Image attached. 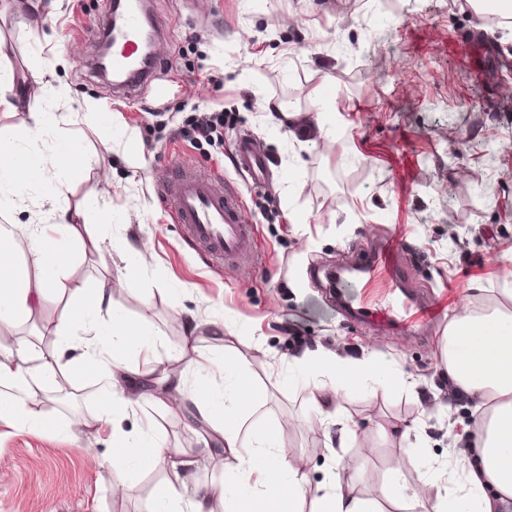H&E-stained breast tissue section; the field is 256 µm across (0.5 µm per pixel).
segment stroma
Segmentation results:
<instances>
[{
  "label": "stroma",
  "instance_id": "obj_1",
  "mask_svg": "<svg viewBox=\"0 0 512 512\" xmlns=\"http://www.w3.org/2000/svg\"><path fill=\"white\" fill-rule=\"evenodd\" d=\"M160 62L133 92L115 89L95 65V29L109 0H0V37L20 73L36 68L60 92L57 134L101 157L71 183L70 206L103 189L112 196V223L89 225L108 235L102 251L77 253L33 318L12 326L19 339L54 349L48 331L72 288L111 293L116 310L158 333L162 368L222 385L220 366L205 372L172 360L185 341L206 354L243 355L264 392L246 423L253 430L280 423L312 484L336 474L330 447L338 428L312 417L304 375L293 360L329 351L339 359L373 355L405 384L387 395L347 385L334 399L358 439L341 449L359 467L369 497L383 499L388 471L404 462L408 484L455 456V439L482 414L476 398L449 399L443 345L456 309L512 305L501 262L512 245V84L488 83L473 31L485 33L502 54L512 53V30L490 26L461 0H148ZM335 70L336 111L346 129L336 138L318 132L309 95L316 69ZM167 86L157 99L158 86ZM94 100L111 112L121 133L105 138L81 115ZM298 113V144H289L263 108L264 101ZM224 107V144L189 142L181 135L195 112ZM250 136L268 159L263 187L235 161L233 146ZM359 157L343 158L350 146ZM146 163L137 166L135 156ZM185 163L222 176L248 214L256 263L215 265L198 254L159 195L162 182ZM409 288L438 299L443 314L425 335L402 323L381 327L364 312L338 307L326 275L368 256L393 234ZM147 247L152 268L119 287L133 265L132 248ZM480 291H470L471 280ZM222 322L213 336L208 324ZM102 384L65 352L39 411L63 423L81 417L79 435L17 431L0 426V512H153L156 489L173 461H198L188 488L220 483L222 468L208 450L209 435L187 411L160 412L150 403L123 415L118 428L137 433L160 426L170 453L148 473L113 484L89 465L90 454L112 451L98 421ZM408 436H401V428ZM373 448L362 459L363 448Z\"/></svg>",
  "mask_w": 512,
  "mask_h": 512
}]
</instances>
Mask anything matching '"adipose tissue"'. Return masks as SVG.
I'll use <instances>...</instances> for the list:
<instances>
[{
  "label": "adipose tissue",
  "mask_w": 512,
  "mask_h": 512,
  "mask_svg": "<svg viewBox=\"0 0 512 512\" xmlns=\"http://www.w3.org/2000/svg\"><path fill=\"white\" fill-rule=\"evenodd\" d=\"M32 109V126L23 140L0 136V213L16 209L30 191H39L53 217L49 224L15 225L0 229V323L28 321L60 287L61 274L75 252L102 250L96 237L83 241L82 224H98L106 216L98 199L77 207L67 203L69 183L82 171L86 159L66 141L46 145L44 137L56 122L55 113L43 104ZM26 235L29 251L18 261L11 248L16 234ZM66 304L54 324L55 350L46 352L14 337L0 336V421L17 429L42 430L53 422L33 410L46 385L60 369V355L80 350L87 373L101 375L105 399L102 425L126 414L140 399H149L166 410L193 407L195 417L208 425L221 444L214 460L224 469L220 485H203L187 491L184 472L196 461H175L173 472L156 492L154 512H214L221 501L224 512H242L238 489L253 487L251 512H264L266 503L288 500L285 512H297L296 503L312 501L313 512H512V310L496 309L480 316L462 309L448 326L444 352L448 378L474 397L491 401L492 409L469 429L465 447L451 464L447 477L422 480L409 487L400 466L390 470L387 505L365 497L352 467L337 464L328 484L312 487L290 448L276 429L255 433L246 425L248 410L261 393L247 378L246 359L225 356L224 388L210 381L186 387L183 375L159 369L154 359L157 337L145 322H131L118 315L109 295L99 293ZM138 357L129 364L127 354ZM312 378L309 401L316 421L329 417L328 388L316 382L324 370L335 374L337 384L371 385L384 393L399 387L400 377L378 371L375 362L337 360L319 352L302 362ZM114 452L93 458L92 464L109 481L132 472L152 469L165 455L162 436L153 428L132 436L113 431Z\"/></svg>",
  "instance_id": "adipose-tissue-1"
}]
</instances>
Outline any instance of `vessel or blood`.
<instances>
[{
	"instance_id": "b4317fda",
	"label": "vessel or blood",
	"mask_w": 512,
	"mask_h": 512,
	"mask_svg": "<svg viewBox=\"0 0 512 512\" xmlns=\"http://www.w3.org/2000/svg\"><path fill=\"white\" fill-rule=\"evenodd\" d=\"M140 26L139 14L132 12L108 19L107 35L122 48L112 60L113 67H128L139 55ZM239 156L252 179L262 180L267 167L265 156L247 141L241 142ZM161 191L185 236L203 255L227 264L254 257L255 244L247 215L234 195L225 191L210 172L178 167ZM400 248V238H391L364 264L360 277L337 282L345 299L366 302L368 315L380 322L390 320L397 305L393 289Z\"/></svg>"
}]
</instances>
